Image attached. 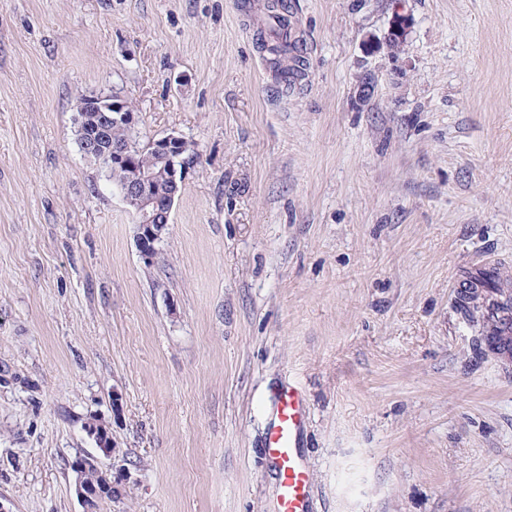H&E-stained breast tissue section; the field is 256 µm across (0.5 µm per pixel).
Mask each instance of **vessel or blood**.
I'll return each instance as SVG.
<instances>
[{
    "instance_id": "1",
    "label": "vessel or blood",
    "mask_w": 512,
    "mask_h": 512,
    "mask_svg": "<svg viewBox=\"0 0 512 512\" xmlns=\"http://www.w3.org/2000/svg\"><path fill=\"white\" fill-rule=\"evenodd\" d=\"M268 415L264 455L278 481L274 512H310L312 475L300 454L308 420L302 389L292 383L280 386Z\"/></svg>"
}]
</instances>
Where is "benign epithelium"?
Here are the masks:
<instances>
[{"instance_id":"obj_1","label":"benign epithelium","mask_w":512,"mask_h":512,"mask_svg":"<svg viewBox=\"0 0 512 512\" xmlns=\"http://www.w3.org/2000/svg\"><path fill=\"white\" fill-rule=\"evenodd\" d=\"M84 111L96 113L98 123L110 126L112 124H124L128 127L135 125V113L126 109L125 101L119 97H98L80 96ZM180 141V137L169 135L160 139L151 140V144L157 148L163 159L169 161L167 176L169 187L177 188L182 180V169L172 161L174 146ZM82 151L90 156H95L106 162H122L130 151V146L124 143L112 144L109 151L99 150L97 143L85 137L82 142ZM116 192L122 201L129 206L136 217L137 224V245L143 259L153 260V253L147 247V239H155L163 228L168 226L167 216H162L155 209L154 197L155 184L154 176L143 175L131 182L116 183ZM101 422H89L85 424L84 431L95 443L94 451H86L72 461L71 469L75 475V492L82 506V512H92L96 499L104 492L112 490L116 483H124L127 480L125 472L112 473V468L104 464V460L112 457L111 449L107 448L106 441L99 431ZM97 470L100 483L90 484L85 479L89 470Z\"/></svg>"}]
</instances>
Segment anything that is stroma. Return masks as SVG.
I'll list each match as a JSON object with an SVG mask.
<instances>
[{
    "mask_svg": "<svg viewBox=\"0 0 512 512\" xmlns=\"http://www.w3.org/2000/svg\"><path fill=\"white\" fill-rule=\"evenodd\" d=\"M264 2L0 0L10 512H82L91 416L127 473L101 512H273L290 380L311 512H512V354L455 304L487 261L512 283V0H288L289 88ZM82 94L198 154L152 263ZM282 35L283 33H281V35L279 34V36H281L279 38L280 41H278L276 45L272 46V53L279 57V59L277 60L279 65H281L280 58L282 57L283 60L287 59L288 61V59H290V61L292 62V65H286L281 70L284 79L288 81L289 75H294L298 73L300 63L303 61V56L301 54L302 49L300 48L298 43L296 41H291L290 39L288 40V33L285 34V37H282Z\"/></svg>",
    "mask_w": 512,
    "mask_h": 512,
    "instance_id": "stroma-1",
    "label": "stroma"
}]
</instances>
